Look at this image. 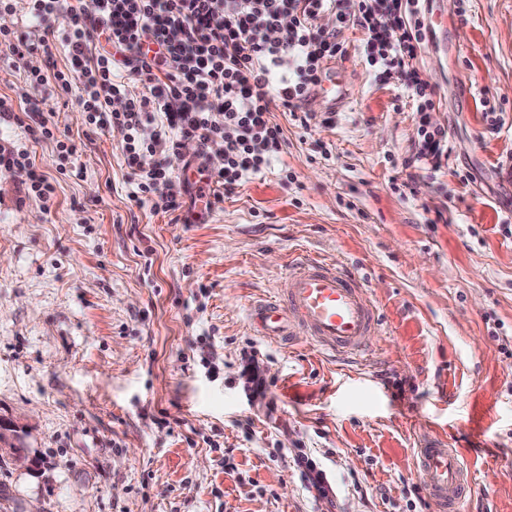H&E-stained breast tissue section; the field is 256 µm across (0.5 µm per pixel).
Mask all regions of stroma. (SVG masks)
I'll return each mask as SVG.
<instances>
[{
  "mask_svg": "<svg viewBox=\"0 0 512 512\" xmlns=\"http://www.w3.org/2000/svg\"><path fill=\"white\" fill-rule=\"evenodd\" d=\"M424 23L438 169L411 167L410 99L325 13L344 106L309 98L304 126L272 108L270 168L173 213L131 205L121 137L85 126L77 94L28 80L63 55L0 50V103L81 144L63 174L54 140L0 126L33 163L0 169V419L37 459L0 460V512H434L414 464L429 436L467 460V512H512V0H427ZM33 172L50 198L26 194ZM299 255L365 280L385 329L368 356L253 334L248 305ZM248 348L269 384L257 399ZM296 448L331 494L304 483ZM262 361L257 358L254 351L244 350L241 356V377H245L246 383L256 394H263L265 391V379L263 375Z\"/></svg>",
  "mask_w": 512,
  "mask_h": 512,
  "instance_id": "35a3bbf8",
  "label": "stroma"
}]
</instances>
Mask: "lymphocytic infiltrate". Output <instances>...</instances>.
Instances as JSON below:
<instances>
[{
    "instance_id": "f902f5d3",
    "label": "lymphocytic infiltrate",
    "mask_w": 512,
    "mask_h": 512,
    "mask_svg": "<svg viewBox=\"0 0 512 512\" xmlns=\"http://www.w3.org/2000/svg\"><path fill=\"white\" fill-rule=\"evenodd\" d=\"M21 1L33 31L0 29V49L18 58L65 52L66 68L31 78L52 97L77 93L85 125L120 135L138 207L182 209L192 183L173 180L166 159L185 140L203 157L220 146L198 174L222 187L270 167L282 140L272 105L296 114L324 62L345 55L335 32L317 26L322 14L362 31L369 64L417 112L434 105L413 65L426 38L425 0H97L92 14L83 0ZM135 76L146 84L138 94L128 89ZM116 99L122 110H113Z\"/></svg>"
}]
</instances>
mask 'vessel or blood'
<instances>
[{"instance_id": "b4317fda", "label": "vessel or blood", "mask_w": 512, "mask_h": 512, "mask_svg": "<svg viewBox=\"0 0 512 512\" xmlns=\"http://www.w3.org/2000/svg\"><path fill=\"white\" fill-rule=\"evenodd\" d=\"M325 72L312 95L332 104L343 100L335 65L326 64ZM248 318L255 335L275 341L305 336L317 349L346 356L367 355L369 337L381 330L364 283L343 266L309 258L290 268L280 297L253 304ZM416 465L428 480L426 493L436 512H463L472 486L462 453L438 438L417 448Z\"/></svg>"}]
</instances>
